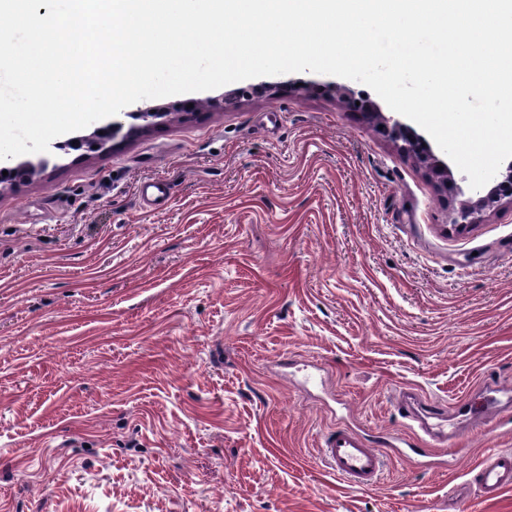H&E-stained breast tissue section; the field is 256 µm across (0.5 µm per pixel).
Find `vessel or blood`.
I'll list each match as a JSON object with an SVG mask.
<instances>
[{
	"instance_id": "vessel-or-blood-1",
	"label": "vessel or blood",
	"mask_w": 512,
	"mask_h": 512,
	"mask_svg": "<svg viewBox=\"0 0 512 512\" xmlns=\"http://www.w3.org/2000/svg\"><path fill=\"white\" fill-rule=\"evenodd\" d=\"M320 456L325 466L349 486L365 490L380 479L386 455L380 449L368 447L353 430L344 428L324 438ZM477 488L488 499L497 498L512 488V451L495 449L481 463Z\"/></svg>"
}]
</instances>
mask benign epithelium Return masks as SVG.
<instances>
[{
  "instance_id": "benign-epithelium-1",
  "label": "benign epithelium",
  "mask_w": 512,
  "mask_h": 512,
  "mask_svg": "<svg viewBox=\"0 0 512 512\" xmlns=\"http://www.w3.org/2000/svg\"><path fill=\"white\" fill-rule=\"evenodd\" d=\"M281 89L282 86L280 85L268 83L240 87L224 95V108L234 106L241 98L276 93ZM346 106L350 111L358 112L367 119L383 125L382 134L393 142L403 156L422 166L427 175L433 178L442 189L452 190L457 194L462 193V189L456 183L448 164L434 154L425 138L412 127L399 119L383 116L374 108L372 102L363 96L349 98L346 101ZM134 115L143 120L144 124L130 126L127 131L129 135L148 128L158 119L166 118L168 112L156 108L137 110ZM123 127V122L115 119L97 128V131H95L97 140L90 142V145H96L104 151L107 150V146L101 142V139L114 136ZM505 205L512 207V160L506 166L500 168L484 187L470 190V196L466 200L462 201L459 206L448 209V224L458 231L467 230L484 223L488 215Z\"/></svg>"
}]
</instances>
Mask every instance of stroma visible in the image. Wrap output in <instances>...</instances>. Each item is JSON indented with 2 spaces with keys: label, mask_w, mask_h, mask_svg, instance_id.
Wrapping results in <instances>:
<instances>
[{
  "label": "stroma",
  "mask_w": 512,
  "mask_h": 512,
  "mask_svg": "<svg viewBox=\"0 0 512 512\" xmlns=\"http://www.w3.org/2000/svg\"><path fill=\"white\" fill-rule=\"evenodd\" d=\"M281 79L0 186V512H512L476 488L512 449V209L449 231L458 197L347 111L372 89ZM346 427L448 462L352 488L319 456ZM282 89V86L276 84L260 83L240 87L230 93L224 95V109L230 108L238 103L241 98H247L254 95H262L266 93H276ZM409 399V397H404L400 402L401 407L407 411V416L417 420L425 433L430 434L437 432L442 436L447 437L448 432L445 430V425L442 421L438 420L437 422H430V419H433V417L426 416L421 411L411 407Z\"/></svg>",
  "instance_id": "35a3bbf8"
}]
</instances>
